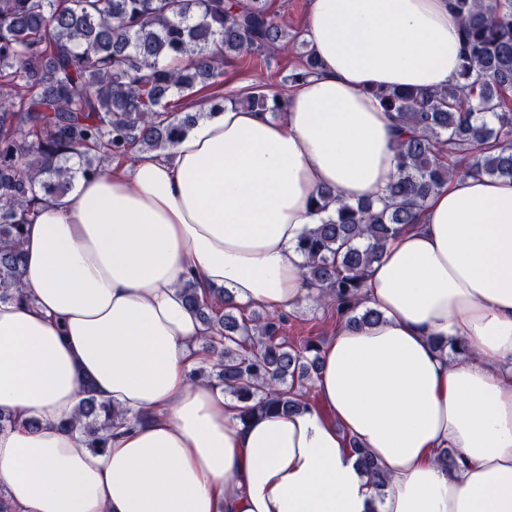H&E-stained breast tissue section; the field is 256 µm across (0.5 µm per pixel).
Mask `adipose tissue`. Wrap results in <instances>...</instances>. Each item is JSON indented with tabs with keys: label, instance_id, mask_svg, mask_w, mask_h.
I'll use <instances>...</instances> for the list:
<instances>
[{
	"label": "adipose tissue",
	"instance_id": "1",
	"mask_svg": "<svg viewBox=\"0 0 512 512\" xmlns=\"http://www.w3.org/2000/svg\"><path fill=\"white\" fill-rule=\"evenodd\" d=\"M457 30L450 0H310L320 69L281 117L225 104L169 155L40 204L27 298L0 303L12 512H512V178L449 177L390 239L362 288L379 321L338 324L321 348V407L244 424L223 387L189 378L209 351L182 283L272 314L314 295L297 246L323 220L320 191L377 202L397 173L374 90L455 82ZM86 379L140 417L97 451L63 426ZM352 450L358 455L363 472L369 477L371 485L381 492L387 486V477L376 460L356 441H351Z\"/></svg>",
	"mask_w": 512,
	"mask_h": 512
}]
</instances>
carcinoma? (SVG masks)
<instances>
[{"mask_svg": "<svg viewBox=\"0 0 512 512\" xmlns=\"http://www.w3.org/2000/svg\"><path fill=\"white\" fill-rule=\"evenodd\" d=\"M452 7L460 81L375 92L403 130L382 206L349 204L324 189L316 210L326 218L299 243L304 276L321 291L314 301L349 325L379 320L377 309L361 307L365 274L449 177L512 178V0H453ZM288 41L268 0H0V302L25 297L24 225L45 197L67 193L80 174L103 173L106 160L167 152L201 117L185 111V100L204 92L199 106L223 107L224 66ZM318 70L309 52L288 81ZM236 104L277 116L285 99L260 91ZM181 292L206 325L202 340L218 353L216 378L241 403V423L309 404L320 347L312 339L289 343L281 335L286 314L248 315L227 297L216 313L191 280ZM84 393L64 427L100 450L112 427L136 417L98 400L89 384ZM351 448L382 491L380 465L357 442Z\"/></svg>", "mask_w": 512, "mask_h": 512, "instance_id": "carcinoma-1", "label": "carcinoma"}]
</instances>
